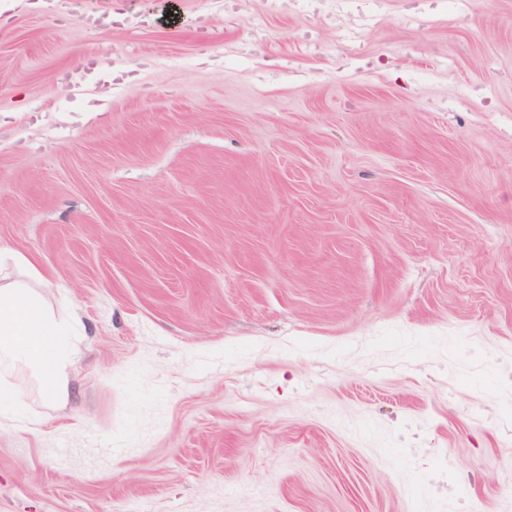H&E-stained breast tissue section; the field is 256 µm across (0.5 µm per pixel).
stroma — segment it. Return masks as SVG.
I'll return each instance as SVG.
<instances>
[{"label": "stroma", "instance_id": "obj_1", "mask_svg": "<svg viewBox=\"0 0 512 512\" xmlns=\"http://www.w3.org/2000/svg\"><path fill=\"white\" fill-rule=\"evenodd\" d=\"M343 2L0 0V512H512V0ZM24 271L35 282L43 275L32 257L0 245V416L19 415L22 390L15 373L21 368L43 377L41 396L59 401L67 391L71 364L69 322L60 320L39 300L32 288L13 279Z\"/></svg>", "mask_w": 512, "mask_h": 512}]
</instances>
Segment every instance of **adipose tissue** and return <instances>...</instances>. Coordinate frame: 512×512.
<instances>
[{
  "instance_id": "1",
  "label": "adipose tissue",
  "mask_w": 512,
  "mask_h": 512,
  "mask_svg": "<svg viewBox=\"0 0 512 512\" xmlns=\"http://www.w3.org/2000/svg\"><path fill=\"white\" fill-rule=\"evenodd\" d=\"M17 269L30 280L43 278L32 257L0 246V416L7 419L24 409L16 377L20 368L40 373L42 398L56 402L67 391L72 362L71 324L56 318L33 289L14 279Z\"/></svg>"
}]
</instances>
